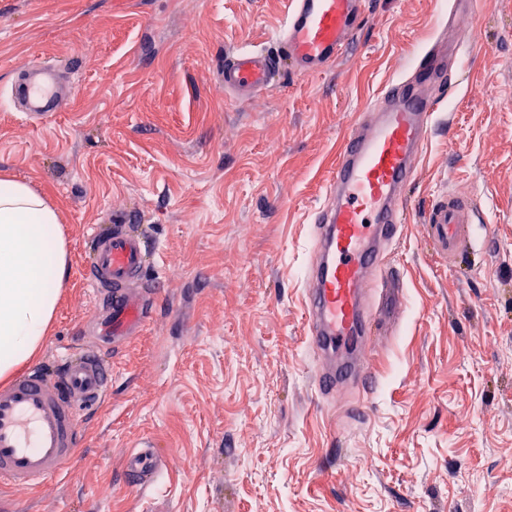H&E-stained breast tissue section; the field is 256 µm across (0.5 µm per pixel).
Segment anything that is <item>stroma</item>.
I'll return each instance as SVG.
<instances>
[{"label":"stroma","mask_w":512,"mask_h":512,"mask_svg":"<svg viewBox=\"0 0 512 512\" xmlns=\"http://www.w3.org/2000/svg\"><path fill=\"white\" fill-rule=\"evenodd\" d=\"M448 8L369 0L330 68L241 102L224 49L272 45L285 0H0V174L50 198L69 253L30 365L91 342L82 268L116 213H139L145 277L164 283L112 355L77 462L32 490L0 486V512H512V0L468 18L462 79L406 191L403 321L362 414L353 387L320 397L306 341L309 219L341 140ZM35 57L73 75L41 124L14 94ZM446 191L476 200L452 258L426 222ZM143 446L167 469L133 494L124 461Z\"/></svg>","instance_id":"obj_1"}]
</instances>
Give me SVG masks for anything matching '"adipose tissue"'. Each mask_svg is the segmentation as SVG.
I'll return each instance as SVG.
<instances>
[{
  "mask_svg": "<svg viewBox=\"0 0 512 512\" xmlns=\"http://www.w3.org/2000/svg\"><path fill=\"white\" fill-rule=\"evenodd\" d=\"M67 274L55 204L26 182L0 176V379L39 348Z\"/></svg>",
  "mask_w": 512,
  "mask_h": 512,
  "instance_id": "1",
  "label": "adipose tissue"
}]
</instances>
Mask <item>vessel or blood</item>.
Segmentation results:
<instances>
[{
	"label": "vessel or blood",
	"instance_id": "b4317fda",
	"mask_svg": "<svg viewBox=\"0 0 512 512\" xmlns=\"http://www.w3.org/2000/svg\"><path fill=\"white\" fill-rule=\"evenodd\" d=\"M367 0H290L272 50L224 54L225 93L250 101L272 90L282 69L315 75L343 54L366 19ZM448 43L435 41L416 58L408 77L389 84L364 108L343 139L322 206L313 214L314 260L305 278L308 342L317 360L318 393L333 397L350 383L360 395L378 384L372 367L376 336L401 314L403 274L388 249L402 235L405 192L418 169L428 134L457 82ZM21 99L27 119L41 121L58 107L64 74L34 61L25 70ZM474 202L450 193L432 203L427 224L456 254L470 232ZM139 217H115L93 230V255L84 277L94 300V342L60 355V367L33 366L0 386V484L25 491L64 471L83 441L82 418L112 387L107 348L140 333L158 299V286L133 289L146 263ZM166 458L152 448L129 454L127 487L145 492Z\"/></svg>",
	"mask_w": 512,
	"mask_h": 512
}]
</instances>
